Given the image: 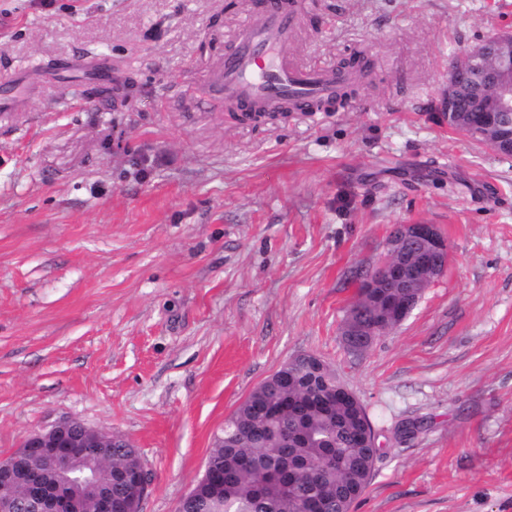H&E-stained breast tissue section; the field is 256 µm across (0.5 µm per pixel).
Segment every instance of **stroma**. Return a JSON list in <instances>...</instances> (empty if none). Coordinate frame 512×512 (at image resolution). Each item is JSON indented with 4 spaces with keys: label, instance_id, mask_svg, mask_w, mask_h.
Listing matches in <instances>:
<instances>
[{
    "label": "stroma",
    "instance_id": "obj_1",
    "mask_svg": "<svg viewBox=\"0 0 512 512\" xmlns=\"http://www.w3.org/2000/svg\"><path fill=\"white\" fill-rule=\"evenodd\" d=\"M302 2L294 59L373 75L253 121L209 77L255 0H0V75L52 76L0 119V458L76 418L137 448L140 512H176L225 419L312 354L383 444L351 512H512V157L440 117L512 0ZM91 50L101 74L68 69ZM415 223L446 272L350 351L348 307Z\"/></svg>",
    "mask_w": 512,
    "mask_h": 512
}]
</instances>
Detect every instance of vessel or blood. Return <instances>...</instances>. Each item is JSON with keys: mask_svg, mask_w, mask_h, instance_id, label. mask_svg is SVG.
Here are the masks:
<instances>
[{"mask_svg": "<svg viewBox=\"0 0 512 512\" xmlns=\"http://www.w3.org/2000/svg\"><path fill=\"white\" fill-rule=\"evenodd\" d=\"M297 24L298 13L287 0H265L262 9L248 14L211 76L225 102L283 112L328 99L338 85L355 80L352 72L296 62L290 48Z\"/></svg>", "mask_w": 512, "mask_h": 512, "instance_id": "b4317fda", "label": "vessel or blood"}]
</instances>
